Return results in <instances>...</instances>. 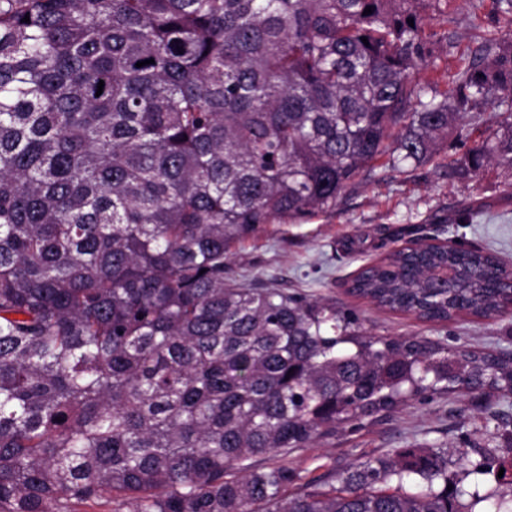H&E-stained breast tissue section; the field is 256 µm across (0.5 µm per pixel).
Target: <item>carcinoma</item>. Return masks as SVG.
Listing matches in <instances>:
<instances>
[{"mask_svg":"<svg viewBox=\"0 0 512 512\" xmlns=\"http://www.w3.org/2000/svg\"><path fill=\"white\" fill-rule=\"evenodd\" d=\"M449 2L0 0V512H468L442 448L294 493L266 458L428 393L512 395V353L368 336L229 273L233 244L433 161L463 119L437 166L512 187V0L458 70L428 49ZM349 292L492 318L512 273L421 243Z\"/></svg>","mask_w":512,"mask_h":512,"instance_id":"1","label":"carcinoma"}]
</instances>
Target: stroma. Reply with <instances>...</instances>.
<instances>
[{
  "label": "stroma",
  "mask_w": 512,
  "mask_h": 512,
  "mask_svg": "<svg viewBox=\"0 0 512 512\" xmlns=\"http://www.w3.org/2000/svg\"><path fill=\"white\" fill-rule=\"evenodd\" d=\"M490 5L454 0L438 31L454 33V46L437 43L434 56L453 65L468 62L473 37L496 31ZM501 170L478 177L448 178L433 165L402 174L378 167L347 189L335 210L288 224L274 223L232 248L235 277H261L280 288L353 309L372 335L419 334L458 350L512 352V316L497 320L462 316L430 323L375 307L348 294L347 284L364 265L421 238L448 240L495 254L512 271V194ZM405 448L448 451V485L479 495L512 493V474H470L480 451L512 460V396L485 401L460 390L429 395L387 415L367 417L304 448L277 455L301 482L338 477L353 464L395 456Z\"/></svg>",
  "instance_id": "35a3bbf8"
}]
</instances>
